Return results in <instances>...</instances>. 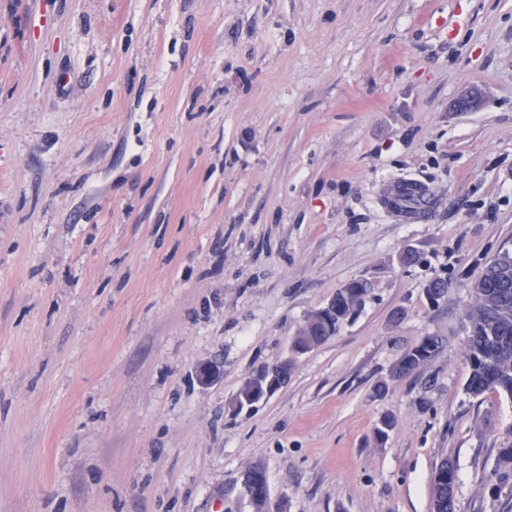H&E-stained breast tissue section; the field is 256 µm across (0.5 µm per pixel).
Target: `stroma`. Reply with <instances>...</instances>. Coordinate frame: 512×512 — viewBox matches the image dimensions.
<instances>
[{"label":"stroma","instance_id":"35a3bbf8","mask_svg":"<svg viewBox=\"0 0 512 512\" xmlns=\"http://www.w3.org/2000/svg\"><path fill=\"white\" fill-rule=\"evenodd\" d=\"M0 213V512H253L255 464L279 512H431L446 458L456 512H512V400L464 389L473 276L512 250V0H0ZM408 190H413L419 194L420 204H419L418 209H416V211L415 210L408 211L405 209L397 210V211L407 213L405 215H409V216H421L424 213L425 208L427 206V202L429 199V193H428L427 189L425 188V186H423V184H421L419 182L408 181V182H403V183L394 185L392 192L387 196L386 202L390 198L392 200H394V199L404 195L405 192ZM370 288L366 282L350 281L336 292L335 300L328 309H318L308 318V334L294 337L295 345L305 351L321 345L337 333L345 321L351 319L362 307ZM441 347L442 339L439 336L430 334L422 336L414 346L402 355L396 367L398 376L411 374L430 360ZM288 361L280 362V364H275L269 367L267 373H271V376L268 378L266 374L260 376L251 377L249 380L251 383H259L264 390V397L261 399H265L266 396L277 387V379L281 378V376L288 372ZM289 372L281 378L280 386L285 383L288 379Z\"/></svg>","mask_w":512,"mask_h":512}]
</instances>
